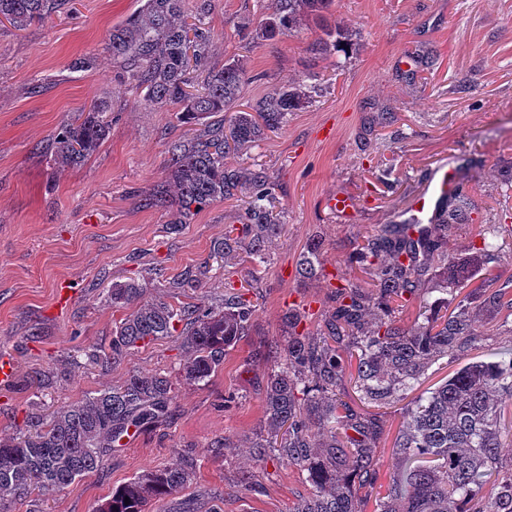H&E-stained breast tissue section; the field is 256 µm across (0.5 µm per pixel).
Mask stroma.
I'll use <instances>...</instances> for the list:
<instances>
[{
	"instance_id": "obj_1",
	"label": "stroma",
	"mask_w": 512,
	"mask_h": 512,
	"mask_svg": "<svg viewBox=\"0 0 512 512\" xmlns=\"http://www.w3.org/2000/svg\"><path fill=\"white\" fill-rule=\"evenodd\" d=\"M143 2L70 0L64 13L22 31L0 23V357L16 362L13 383L0 388V437L49 422L127 374L172 372L183 362L177 335L140 345L113 367L87 360L85 349L109 345L122 316L106 297L114 281L135 280L150 300L164 296V281L193 272L201 285L187 303L218 307L240 293L254 313L223 368L183 386L160 424L115 448L73 489L42 492L11 512H95L114 487L167 466L182 449L197 458L193 483L149 512H292L307 489L302 472L249 455L265 432L262 354L281 340L287 312L300 315L299 332L319 330L335 308L328 275L373 291L354 260L358 245L398 222L438 167L457 172L472 202V223L448 230L463 292L444 291L436 264L420 292L452 311L468 295L479 337L461 358L432 365L413 393L434 390L463 364L512 358V318L484 301L487 276L512 289V0H335L325 24L309 21L273 41L256 36V0H212L204 18L211 63L241 61L248 76L239 109L291 83L307 93L280 129L224 160L264 173L272 189L280 229L260 264L242 251L214 253L242 224L252 186L177 226L169 211L143 203L167 177L166 141L194 131L117 78L106 35ZM326 25L350 35L327 57L312 49ZM82 55L94 56V68L71 71ZM102 98L115 113L109 138L84 165L57 168L48 140ZM339 195L350 200L340 214L331 206ZM485 234L498 244L489 259L474 252ZM314 240L323 272L303 278L296 268ZM401 423L400 405L379 408L378 482L357 489L366 512L403 470L394 450ZM220 440L226 448L215 449Z\"/></svg>"
}]
</instances>
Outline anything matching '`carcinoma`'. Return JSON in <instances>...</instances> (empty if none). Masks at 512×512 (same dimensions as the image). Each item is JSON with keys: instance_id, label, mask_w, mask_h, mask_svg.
I'll return each mask as SVG.
<instances>
[{"instance_id": "1", "label": "carcinoma", "mask_w": 512, "mask_h": 512, "mask_svg": "<svg viewBox=\"0 0 512 512\" xmlns=\"http://www.w3.org/2000/svg\"><path fill=\"white\" fill-rule=\"evenodd\" d=\"M68 0H0V19L18 30L59 12ZM334 0H259L263 11L257 37L273 41L305 20H323ZM211 29L187 23L183 0H145L141 8L112 28L107 49L124 80L143 98L173 107L176 119L197 126L190 138L166 144V180L145 199L150 207L173 208V224H185L204 206L237 195L244 185L255 190L253 205L235 235L224 234L222 256L245 251L263 259L265 244L278 230L263 201L268 198L260 172L244 174L224 166V157L255 143L285 123L303 105L305 93L287 87L255 101L251 110L213 120L231 110L245 82L238 61L211 65ZM204 78L192 93L191 73ZM112 103L100 99L83 118L63 122L51 139L50 153L59 168L84 165L110 133ZM470 197L462 189L440 203L435 223L409 234L406 224H386L358 251L365 273L374 278L383 317L373 322L371 297L352 284L335 286V310L314 336L297 333V314L284 318L286 344L271 348L263 393L268 432L281 440L262 439L252 446L254 459L267 461L268 449L305 473L310 495L296 512H362L355 482L373 484L372 437L375 419L336 398L345 376L355 379L363 399L378 407L401 401L425 370L447 357L455 359L475 342L478 331L465 313L463 297L453 316L429 313L419 284L428 263L449 262L448 225L469 224ZM321 243L302 256L301 271L313 276ZM133 282H114L107 298L124 316L112 330V354H94L104 365L145 342L179 333L187 357L175 374L131 373L119 384L61 407L33 432L0 438V512L19 499L46 490L75 486L99 470L131 428L159 424L179 388L209 380L224 363L226 350L244 334L253 305L238 293L224 296L218 310L179 300L143 302ZM420 298L423 323L415 330L398 325L396 312ZM486 298L512 316V294L489 288ZM512 400V358L475 361L446 382L403 408L395 448L406 465L392 478L377 504L378 512H512V472L498 468L507 427L502 412ZM307 411L309 419L302 418ZM197 460L176 453L172 463L146 471L112 489L96 512H146L154 500L189 486Z\"/></svg>"}]
</instances>
